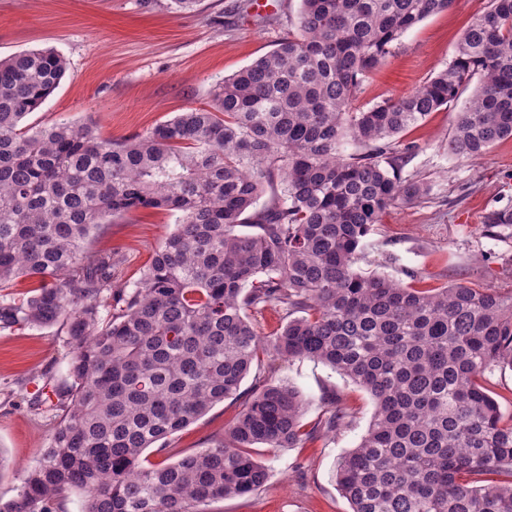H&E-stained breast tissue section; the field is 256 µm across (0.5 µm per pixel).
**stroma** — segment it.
I'll return each mask as SVG.
<instances>
[{
	"label": "stroma",
	"mask_w": 512,
	"mask_h": 512,
	"mask_svg": "<svg viewBox=\"0 0 512 512\" xmlns=\"http://www.w3.org/2000/svg\"><path fill=\"white\" fill-rule=\"evenodd\" d=\"M489 0H453L395 42L386 64L366 80L354 102L366 109L414 91L453 59L468 24ZM300 0H199L181 15L169 0H0V59L52 49L67 69L58 88L26 126L61 121L88 126L121 141L149 131L189 108L209 106L212 92L295 32ZM474 93L466 87L453 103L410 128L417 150L404 168L425 182L428 195L389 209L365 240L359 268L421 286L476 284L512 292V239L487 236L493 209L512 205V139L471 161L449 153L457 115ZM177 222L164 209L113 218L87 241L89 249L118 252L123 262L114 282L133 286L163 238ZM70 347L60 326L0 331V500L17 497L22 475L35 464L56 425L34 407L35 397L67 376ZM267 381L294 386L304 400L303 422L314 426L330 400L348 417L335 435H318L301 448H258L270 474L257 494L204 504L202 512H350L336 486V463L366 433L371 396L329 366L300 358L266 357L241 384L249 391ZM241 409L227 399L169 437L165 450L146 449V459L168 464L211 447Z\"/></svg>",
	"instance_id": "1"
}]
</instances>
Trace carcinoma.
<instances>
[{
	"label": "carcinoma",
	"mask_w": 512,
	"mask_h": 512,
	"mask_svg": "<svg viewBox=\"0 0 512 512\" xmlns=\"http://www.w3.org/2000/svg\"><path fill=\"white\" fill-rule=\"evenodd\" d=\"M451 2L301 0L297 32L225 79L209 107L122 142L71 122L23 125L66 61L52 50L0 60V331L59 323L72 350L45 400L48 446L0 512H58L72 491L83 512H200L259 491L269 471L254 450L336 433L339 403L308 430L300 392L263 383L224 440L165 466L142 455L240 396L262 355L328 365L375 400L336 466L351 512H512V482L472 480L512 474V422L480 382L512 370V294L356 268L383 213L428 193L403 175L410 128L476 77L448 151L477 159L512 138V0H490L426 84L353 108L393 43ZM140 209L180 216L139 282L117 288L122 257L86 241ZM510 230L512 209L485 217L487 235ZM23 277L37 289L6 292ZM268 306L288 321L262 338L250 312Z\"/></svg>",
	"instance_id": "carcinoma-1"
}]
</instances>
